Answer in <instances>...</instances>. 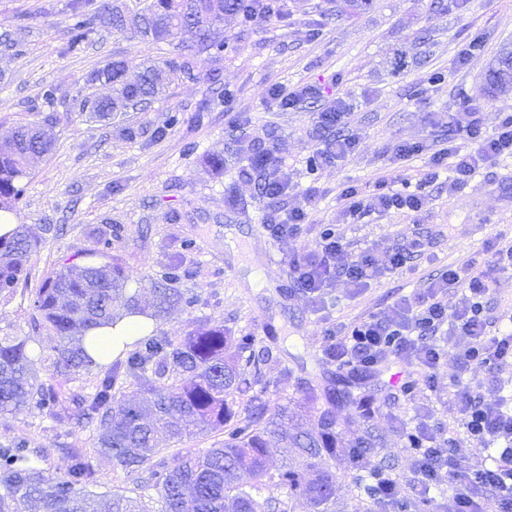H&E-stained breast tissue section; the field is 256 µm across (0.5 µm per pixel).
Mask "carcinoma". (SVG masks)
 <instances>
[{
	"mask_svg": "<svg viewBox=\"0 0 512 512\" xmlns=\"http://www.w3.org/2000/svg\"><path fill=\"white\" fill-rule=\"evenodd\" d=\"M275 0H147L133 22L136 33L151 43L177 40L182 52L163 61L168 80L195 78L201 57L224 51L219 24L224 14L242 17L247 25L256 13H275ZM69 47L79 51L96 27L121 29L128 16L114 0H98L90 12L71 7ZM512 66V47H503L485 77L484 90L497 95L512 90L502 80V67ZM86 82L108 84L112 95L84 102L95 119L146 104L162 92L157 62L148 59L129 78L122 61H112L86 74ZM52 151L36 124L18 127L0 142V211L10 212L23 194V180L33 162ZM41 238L24 224L0 237V300H9L27 279V266ZM168 275L151 282L152 310L141 304L140 290L128 291L124 269L110 261L69 264L48 277L35 292L34 326L53 335L49 356L64 376L95 373L93 393L62 399L56 389L37 381L29 337L0 336V415L35 407L57 421L94 426V451L106 455L127 473L140 472L135 486L123 493L88 490L93 473L80 449L70 452L61 476L40 466L49 448H31L24 440L0 445V512H295L303 500L308 512H372L361 495L349 503L336 498L335 475L329 460L347 443L350 463L365 473L383 449V438L370 424L349 437L336 431V407L345 393L318 391L312 381L298 383L308 403L268 404L254 392L257 374L224 359V326L202 325L174 340L157 331L132 343L134 349L109 365L86 350V334L113 326L123 315L157 319L169 308L190 306ZM246 399L245 408L237 401ZM164 431L177 445L172 454L156 444ZM220 439L200 450L181 444L200 436ZM286 455L276 470L268 466L272 446Z\"/></svg>",
	"mask_w": 512,
	"mask_h": 512,
	"instance_id": "cac0c4a2",
	"label": "carcinoma"
}]
</instances>
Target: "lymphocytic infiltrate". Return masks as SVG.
Instances as JSON below:
<instances>
[{
    "label": "lymphocytic infiltrate",
    "instance_id": "1",
    "mask_svg": "<svg viewBox=\"0 0 512 512\" xmlns=\"http://www.w3.org/2000/svg\"><path fill=\"white\" fill-rule=\"evenodd\" d=\"M448 129L458 138L475 141L472 150L457 146L435 152L427 180H434L435 168L450 165L455 174L452 187H459L482 164L512 152V115L504 117L495 132H482L480 109L470 104L449 113ZM341 198L350 215L378 210L417 211L421 199L417 194L388 190L376 181L369 194L356 187L345 188ZM321 249L314 255H303L291 262L295 281L308 294L320 292L332 277L345 276L354 286H361L383 271L403 268L407 252L379 254L373 251L353 256L346 243L333 230L321 235ZM489 270L448 269L431 282L426 294L405 295L382 314H374L351 326L347 333L332 337L326 350L328 360L338 368L373 370L385 363L401 362L408 375L405 391H413L416 375L434 370L441 359L439 351L424 341L441 326L463 336L458 347L462 363L478 362L497 372L512 371V330L490 332L484 313L489 294ZM464 288V303L454 304L448 297L452 288ZM453 399L463 415L468 440L479 446L498 448V464L493 469L472 470L459 457L450 455L436 434L423 426L406 430L405 439L413 456L411 475L404 496H397V478L375 472L368 497L376 512H407L410 503L426 501L430 491L440 483L448 485V512H512V407L502 400L486 401L481 386L455 391Z\"/></svg>",
    "mask_w": 512,
    "mask_h": 512
}]
</instances>
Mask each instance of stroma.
Instances as JSON below:
<instances>
[{"label":"stroma","instance_id":"stroma-1","mask_svg":"<svg viewBox=\"0 0 512 512\" xmlns=\"http://www.w3.org/2000/svg\"><path fill=\"white\" fill-rule=\"evenodd\" d=\"M71 0H0V139L47 114L58 117L45 131L52 152L31 169L25 194L13 211L42 238L28 265V291L0 301V336L32 337L34 354L54 345L47 331L32 330V291L64 263H86L99 237L112 239L111 256L122 265L128 289L147 287L149 276L171 262L185 271L177 286L196 295L194 308H171L153 328L177 339L198 323L220 325L231 341L251 337V363L260 371L265 399L297 397V382L326 388L348 384V372L326 362V328L342 330L389 308L404 295L424 292L448 268L486 265L497 242L512 241V154L481 167L464 185L449 189V171L422 190L413 216L370 212L346 215L345 186L365 189L384 179L394 189L416 190L429 156L445 147L448 115L467 99L484 104L482 127L493 132L512 114V93H485L482 77L500 48L512 44V0H367L360 10L343 0H284L280 16L248 33L237 17L224 18L233 51L203 60L194 82L166 85L146 110L113 113L105 120L83 112L85 99L107 95L87 85L89 69L112 60L137 72L144 58L172 56L167 43L143 41L133 27L95 28L81 52L67 50ZM444 81L433 83L432 73ZM57 89L53 105L41 87ZM317 87L316 97L285 109L272 90ZM342 102L341 129L323 128L317 112ZM182 121L172 126L171 113ZM138 130L126 139L122 130ZM353 148L310 171L308 163L337 135ZM418 142L424 151L394 161L393 150ZM277 157L288 175L287 197H270L259 173L250 171L255 151ZM224 158L223 173L209 159ZM308 205L309 220L297 236L271 238L265 221ZM333 228L353 253L383 251L421 236L428 250L407 267L389 270L356 288L332 280L325 301L313 303L290 276L294 257L315 252L325 228ZM194 241L193 250L182 247ZM276 256L278 265L268 263ZM486 315L494 328L512 326V270L496 273ZM430 344L442 353L431 383L413 393L400 389L397 364L372 371L364 388L375 397L376 425L385 431L382 455L399 475L408 474L411 454L402 430L420 423L459 440L465 459L493 463L488 451L466 442L453 393L464 384L488 382L478 365L456 361L459 337L440 331ZM27 440L54 447L46 468L65 473L69 448L89 449L98 492L132 488L133 481L111 459L92 453L93 431L46 419L37 409L0 416V443Z\"/></svg>","mask_w":512,"mask_h":512}]
</instances>
